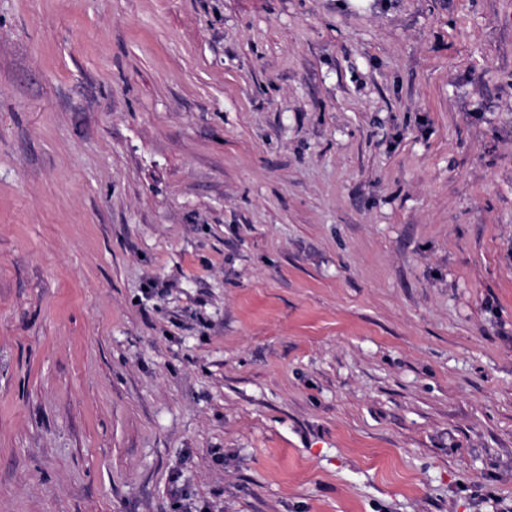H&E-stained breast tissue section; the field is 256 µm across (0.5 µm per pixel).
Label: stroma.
<instances>
[{
    "mask_svg": "<svg viewBox=\"0 0 512 512\" xmlns=\"http://www.w3.org/2000/svg\"><path fill=\"white\" fill-rule=\"evenodd\" d=\"M0 512H512V0H0Z\"/></svg>",
    "mask_w": 512,
    "mask_h": 512,
    "instance_id": "1",
    "label": "stroma"
}]
</instances>
